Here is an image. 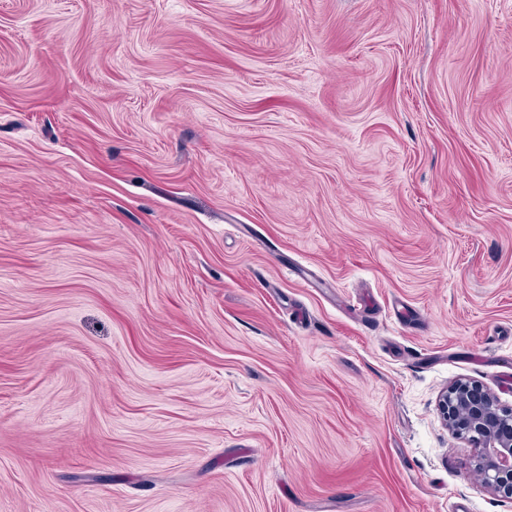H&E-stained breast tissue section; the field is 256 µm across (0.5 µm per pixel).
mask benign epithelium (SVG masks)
<instances>
[{"label": "benign epithelium", "instance_id": "obj_1", "mask_svg": "<svg viewBox=\"0 0 512 512\" xmlns=\"http://www.w3.org/2000/svg\"><path fill=\"white\" fill-rule=\"evenodd\" d=\"M438 411L455 435L475 446L483 484L512 500V407L502 406L478 382L461 379L440 396Z\"/></svg>", "mask_w": 512, "mask_h": 512}]
</instances>
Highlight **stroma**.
Listing matches in <instances>:
<instances>
[{
  "instance_id": "stroma-1",
  "label": "stroma",
  "mask_w": 512,
  "mask_h": 512,
  "mask_svg": "<svg viewBox=\"0 0 512 512\" xmlns=\"http://www.w3.org/2000/svg\"><path fill=\"white\" fill-rule=\"evenodd\" d=\"M512 0H0V512H512ZM438 411L455 435L475 446L483 484L512 500V407L502 406L478 382L461 379L440 396Z\"/></svg>"
}]
</instances>
